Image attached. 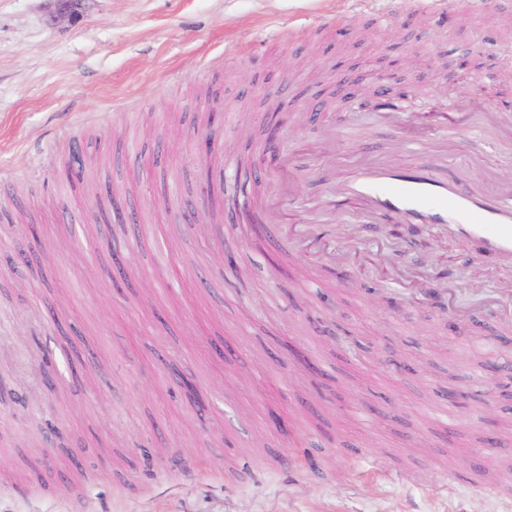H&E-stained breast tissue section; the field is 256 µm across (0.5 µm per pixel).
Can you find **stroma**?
Listing matches in <instances>:
<instances>
[{"label":"stroma","instance_id":"obj_1","mask_svg":"<svg viewBox=\"0 0 512 512\" xmlns=\"http://www.w3.org/2000/svg\"><path fill=\"white\" fill-rule=\"evenodd\" d=\"M54 12L0 0V213L19 200L30 215L0 232V512H512V496L455 481L489 437H512L498 315L512 261L395 214L349 223L345 201L324 197L346 168L323 142L332 121L359 129L349 162L406 140L404 163L475 187L512 181L511 132L446 124L461 100L512 104V11L485 0L447 23L400 0H81L75 17ZM480 37L487 50L471 52ZM212 90L224 121L207 156ZM390 97L400 121L381 112ZM272 140L311 174L276 168L259 150ZM73 146L84 175L69 181ZM228 153L264 170L238 186L289 223L330 202L322 249L357 235L351 282L201 193V167ZM139 166L138 222L93 224ZM428 275L451 280L454 316L402 301ZM337 336L355 343L347 361ZM74 343L90 351L78 379ZM175 450L195 475L171 465Z\"/></svg>","mask_w":512,"mask_h":512}]
</instances>
